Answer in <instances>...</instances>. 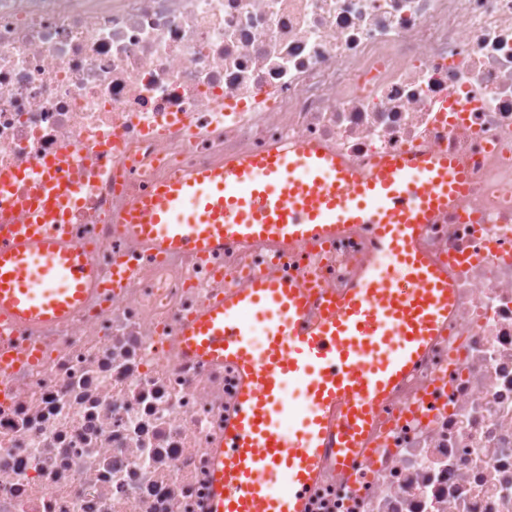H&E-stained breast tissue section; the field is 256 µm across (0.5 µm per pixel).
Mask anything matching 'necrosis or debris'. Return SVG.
Masks as SVG:
<instances>
[{
	"mask_svg": "<svg viewBox=\"0 0 512 512\" xmlns=\"http://www.w3.org/2000/svg\"><path fill=\"white\" fill-rule=\"evenodd\" d=\"M285 141L359 168L440 149L467 184L424 236L458 260L448 330L308 512H512V0H0V208L76 185L49 229L101 269L67 320L0 333L30 356L0 372V512H208L239 380L181 358L182 324L258 272L346 287L371 238L162 255L112 217Z\"/></svg>",
	"mask_w": 512,
	"mask_h": 512,
	"instance_id": "obj_1",
	"label": "necrosis or debris"
}]
</instances>
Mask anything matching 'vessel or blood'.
Returning <instances> with one entry per match:
<instances>
[{
  "label": "vessel or blood",
  "mask_w": 512,
  "mask_h": 512,
  "mask_svg": "<svg viewBox=\"0 0 512 512\" xmlns=\"http://www.w3.org/2000/svg\"><path fill=\"white\" fill-rule=\"evenodd\" d=\"M464 175L443 151L406 152L358 170L321 144L284 143L226 158L157 184L118 214L123 232L154 251L203 254L228 242L297 247L370 225L374 251L350 288L258 274L203 307L181 330L190 357L233 366L234 414L213 457L210 512H307L329 467L347 469L427 348L448 328V268L427 256L429 224L454 208ZM66 198L43 176L0 213V322L54 324L72 314L99 274L81 250L46 231ZM271 313L265 346L251 315ZM299 382L308 410L284 433V397ZM287 483L271 489V474Z\"/></svg>",
  "instance_id": "vessel-or-blood-1"
}]
</instances>
